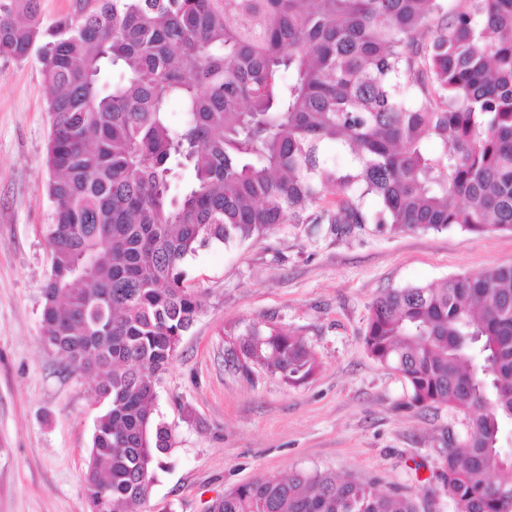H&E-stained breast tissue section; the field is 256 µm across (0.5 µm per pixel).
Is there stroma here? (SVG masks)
Returning a JSON list of instances; mask_svg holds the SVG:
<instances>
[{
    "mask_svg": "<svg viewBox=\"0 0 512 512\" xmlns=\"http://www.w3.org/2000/svg\"><path fill=\"white\" fill-rule=\"evenodd\" d=\"M36 58L0 61V512H88L83 485L99 406L95 382L46 348L53 204L45 164L51 119ZM512 266V233L458 227L391 235L365 224H281L186 262L202 309L156 387L172 431L142 512H206L260 475L320 470L376 482L418 512H454L429 477L463 414L407 408L409 389L363 343L383 291ZM260 321L292 332L318 369L291 385L225 365L236 333Z\"/></svg>",
    "mask_w": 512,
    "mask_h": 512,
    "instance_id": "obj_1",
    "label": "stroma"
}]
</instances>
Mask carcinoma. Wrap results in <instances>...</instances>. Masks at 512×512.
<instances>
[{"instance_id":"obj_1","label":"carcinoma","mask_w":512,"mask_h":512,"mask_svg":"<svg viewBox=\"0 0 512 512\" xmlns=\"http://www.w3.org/2000/svg\"><path fill=\"white\" fill-rule=\"evenodd\" d=\"M33 54L55 208L42 341L97 380L89 512H133L171 448L155 386L201 310L185 269L200 248L287 222L512 232V0H74L48 26L38 0H0V60ZM237 336L236 371L295 384L317 370L291 334L249 322ZM364 345L408 407L464 414L431 475L456 512H512V266L384 293ZM207 512L417 508L296 470Z\"/></svg>"}]
</instances>
